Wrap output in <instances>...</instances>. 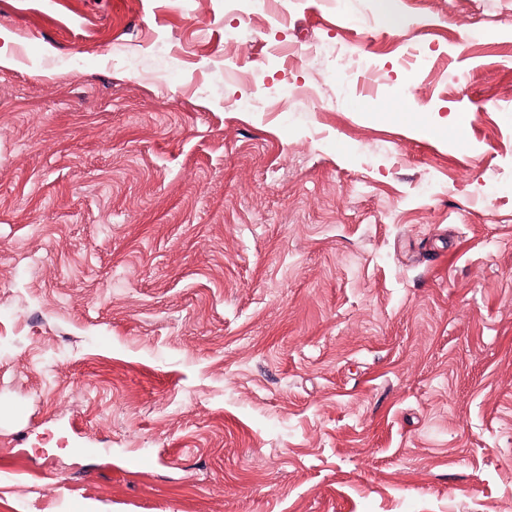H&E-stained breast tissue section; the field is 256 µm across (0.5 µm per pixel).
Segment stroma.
Returning a JSON list of instances; mask_svg holds the SVG:
<instances>
[{"label": "stroma", "mask_w": 512, "mask_h": 512, "mask_svg": "<svg viewBox=\"0 0 512 512\" xmlns=\"http://www.w3.org/2000/svg\"><path fill=\"white\" fill-rule=\"evenodd\" d=\"M207 2L0 0V512H512V0Z\"/></svg>", "instance_id": "obj_1"}]
</instances>
